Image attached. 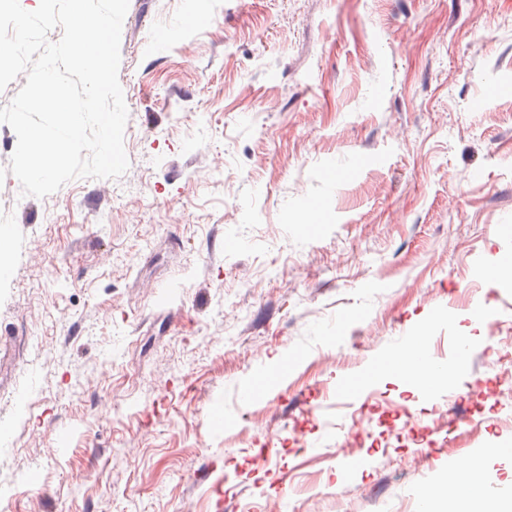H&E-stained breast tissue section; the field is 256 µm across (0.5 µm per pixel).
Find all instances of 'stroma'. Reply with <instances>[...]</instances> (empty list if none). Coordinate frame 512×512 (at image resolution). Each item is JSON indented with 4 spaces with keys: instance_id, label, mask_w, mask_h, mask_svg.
Listing matches in <instances>:
<instances>
[{
    "instance_id": "obj_1",
    "label": "stroma",
    "mask_w": 512,
    "mask_h": 512,
    "mask_svg": "<svg viewBox=\"0 0 512 512\" xmlns=\"http://www.w3.org/2000/svg\"><path fill=\"white\" fill-rule=\"evenodd\" d=\"M118 79L120 178L22 195L0 123V512H420L512 443V0H130ZM421 326L452 406L369 374ZM497 336H488V341L492 343L490 347L495 351L498 356V359L503 362L506 361L509 365L508 369L503 372V375L500 380V390L499 394L512 396V344L503 343L500 340H496ZM496 346V347H494Z\"/></svg>"
}]
</instances>
